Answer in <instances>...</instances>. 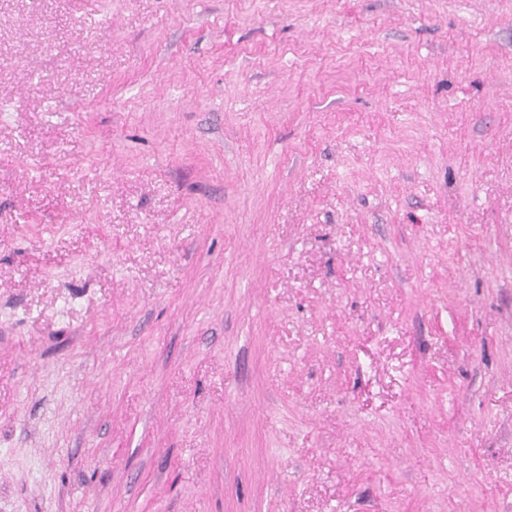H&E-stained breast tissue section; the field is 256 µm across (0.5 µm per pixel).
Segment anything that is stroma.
Returning a JSON list of instances; mask_svg holds the SVG:
<instances>
[{
  "instance_id": "35a3bbf8",
  "label": "stroma",
  "mask_w": 512,
  "mask_h": 512,
  "mask_svg": "<svg viewBox=\"0 0 512 512\" xmlns=\"http://www.w3.org/2000/svg\"><path fill=\"white\" fill-rule=\"evenodd\" d=\"M0 512H512V0H0Z\"/></svg>"
}]
</instances>
